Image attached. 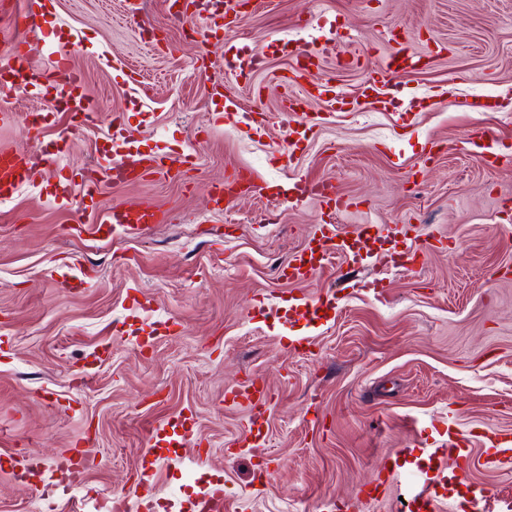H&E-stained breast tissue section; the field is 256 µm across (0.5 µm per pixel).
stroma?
I'll list each match as a JSON object with an SVG mask.
<instances>
[{
    "mask_svg": "<svg viewBox=\"0 0 512 512\" xmlns=\"http://www.w3.org/2000/svg\"><path fill=\"white\" fill-rule=\"evenodd\" d=\"M128 2L45 0L29 35L38 73L81 42L73 94L96 104L93 125L72 132L47 83L0 97L12 115L0 148L58 154L0 201V512H98L99 497L134 499L144 481L154 512L216 484L227 512H407L429 483L455 512L480 488L488 512H512V462L490 464L496 438H512V0H249L225 40L193 14L171 18L166 0H142L135 16ZM309 37L322 49L315 80L353 97L374 78L396 107L307 99L297 118L314 121L290 155L279 78L291 41ZM432 40L443 51L427 67L386 69L397 42L424 53ZM231 45L262 68H227ZM485 95L497 111L475 109ZM43 109L37 142L25 115ZM480 127L496 138V169L473 155ZM113 151L179 159L181 174L87 193ZM241 169L261 192L212 211L211 185ZM287 180L334 181L352 201L337 234L405 236L416 260L337 254L313 281L286 279L321 219L314 201L276 194ZM147 206L168 219L143 237L67 231ZM73 263L93 272L87 288L52 278ZM309 296L322 320L289 321ZM95 350L104 361L85 374ZM256 377L270 410L261 446L244 448L250 412L228 395ZM178 416L194 419L192 440L153 447ZM76 442L94 464L53 507L14 480L19 455L47 465Z\"/></svg>",
    "mask_w": 512,
    "mask_h": 512,
    "instance_id": "1",
    "label": "stroma"
}]
</instances>
